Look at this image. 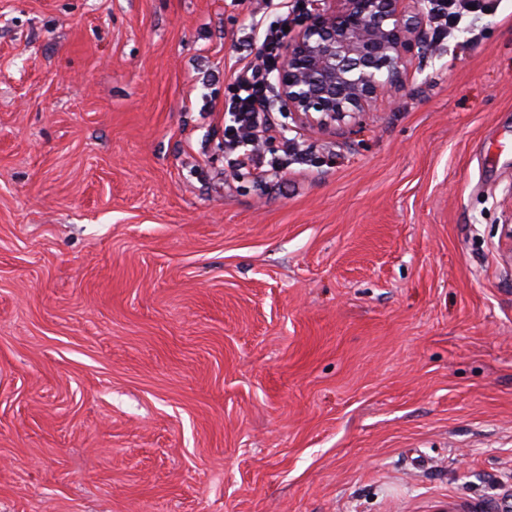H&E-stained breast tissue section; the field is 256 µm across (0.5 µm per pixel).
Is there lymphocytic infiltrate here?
Listing matches in <instances>:
<instances>
[{"label":"lymphocytic infiltrate","instance_id":"lymphocytic-infiltrate-1","mask_svg":"<svg viewBox=\"0 0 512 512\" xmlns=\"http://www.w3.org/2000/svg\"><path fill=\"white\" fill-rule=\"evenodd\" d=\"M291 23L286 11L280 14L278 26L257 30L255 59L240 62L233 73L230 96L224 103V152L232 175L264 178L286 168L285 163L267 160L258 144L279 133L269 115L270 76L283 54L284 28Z\"/></svg>","mask_w":512,"mask_h":512}]
</instances>
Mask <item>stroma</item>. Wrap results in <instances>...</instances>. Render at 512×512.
<instances>
[{
	"instance_id": "1",
	"label": "stroma",
	"mask_w": 512,
	"mask_h": 512,
	"mask_svg": "<svg viewBox=\"0 0 512 512\" xmlns=\"http://www.w3.org/2000/svg\"><path fill=\"white\" fill-rule=\"evenodd\" d=\"M234 177L263 0H0V512L512 502V0Z\"/></svg>"
}]
</instances>
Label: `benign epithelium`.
Instances as JSON below:
<instances>
[{
  "label": "benign epithelium",
  "instance_id": "obj_1",
  "mask_svg": "<svg viewBox=\"0 0 512 512\" xmlns=\"http://www.w3.org/2000/svg\"><path fill=\"white\" fill-rule=\"evenodd\" d=\"M313 9L284 48L276 82L279 111L298 123L359 120L403 83V65L427 54L421 12L404 0H310Z\"/></svg>",
  "mask_w": 512,
  "mask_h": 512
}]
</instances>
